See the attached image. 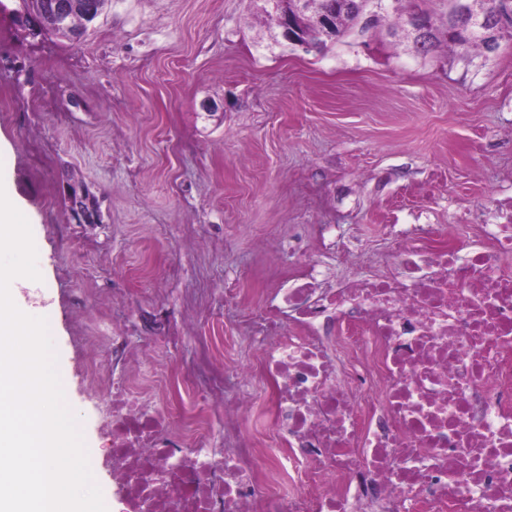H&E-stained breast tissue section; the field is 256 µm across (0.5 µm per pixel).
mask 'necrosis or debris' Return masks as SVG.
<instances>
[{
	"instance_id": "necrosis-or-debris-1",
	"label": "necrosis or debris",
	"mask_w": 512,
	"mask_h": 512,
	"mask_svg": "<svg viewBox=\"0 0 512 512\" xmlns=\"http://www.w3.org/2000/svg\"><path fill=\"white\" fill-rule=\"evenodd\" d=\"M474 230L438 246L419 224L395 269L278 289L253 316L264 399L237 373L223 453L88 368L127 512H512V211ZM256 412L282 456L243 436Z\"/></svg>"
}]
</instances>
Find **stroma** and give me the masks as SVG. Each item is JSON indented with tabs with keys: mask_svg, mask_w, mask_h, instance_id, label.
I'll return each mask as SVG.
<instances>
[{
	"mask_svg": "<svg viewBox=\"0 0 512 512\" xmlns=\"http://www.w3.org/2000/svg\"><path fill=\"white\" fill-rule=\"evenodd\" d=\"M0 2V166L41 273L22 294L51 309L107 512L125 507L86 337L149 400L198 407L191 431L220 451L210 379L257 369L247 316L270 288L307 265L329 286L370 276L395 253L387 225L461 241L512 201V43L416 54L388 36L392 12L305 51L255 0H107L73 43L29 35L18 0ZM74 181L98 223L73 220Z\"/></svg>",
	"mask_w": 512,
	"mask_h": 512,
	"instance_id": "1",
	"label": "stroma"
}]
</instances>
